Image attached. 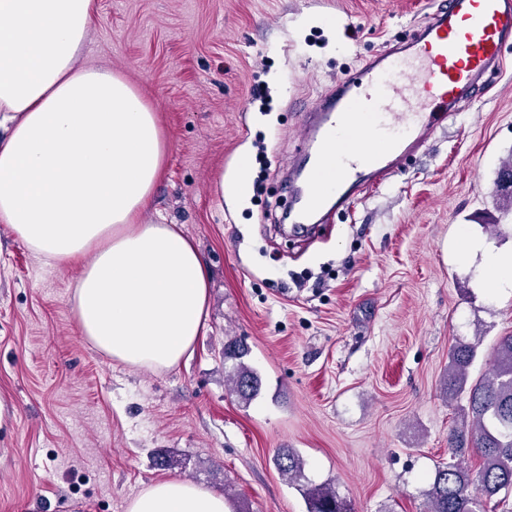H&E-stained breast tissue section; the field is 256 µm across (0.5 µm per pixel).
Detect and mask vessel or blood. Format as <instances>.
<instances>
[{
  "label": "vessel or blood",
  "mask_w": 512,
  "mask_h": 512,
  "mask_svg": "<svg viewBox=\"0 0 512 512\" xmlns=\"http://www.w3.org/2000/svg\"><path fill=\"white\" fill-rule=\"evenodd\" d=\"M512 43V0H436L408 42L348 73L315 110L309 125V186L295 212L298 230L353 190L386 182L398 160L418 150L461 102L491 91Z\"/></svg>",
  "instance_id": "obj_1"
}]
</instances>
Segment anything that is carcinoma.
Segmentation results:
<instances>
[{
  "label": "carcinoma",
  "mask_w": 512,
  "mask_h": 512,
  "mask_svg": "<svg viewBox=\"0 0 512 512\" xmlns=\"http://www.w3.org/2000/svg\"><path fill=\"white\" fill-rule=\"evenodd\" d=\"M496 358L488 375L468 384L467 369L477 354V345L454 347L448 366L447 394L453 398L465 392L468 408L464 420L470 429H455L448 436L454 461L436 468L428 492L429 512H484L486 501L500 492H512V334L496 344ZM247 349L236 343L224 345V358L238 361L232 379L235 392L249 401L258 395L261 380L242 359ZM478 450L481 465L476 473L464 465L469 450ZM281 473L299 477L303 461L292 452L276 457ZM310 512H351L349 504L329 487L306 492Z\"/></svg>",
  "instance_id": "obj_1"
}]
</instances>
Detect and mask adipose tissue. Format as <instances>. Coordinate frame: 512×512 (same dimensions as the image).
<instances>
[{"label":"adipose tissue","instance_id":"ef3b65f1","mask_svg":"<svg viewBox=\"0 0 512 512\" xmlns=\"http://www.w3.org/2000/svg\"><path fill=\"white\" fill-rule=\"evenodd\" d=\"M96 0H0V222L46 262L78 264L82 336L133 367L176 365L204 327L210 274L173 224H142L164 163L156 116L106 68L76 61ZM126 512H227L223 495L166 478Z\"/></svg>","mask_w":512,"mask_h":512}]
</instances>
